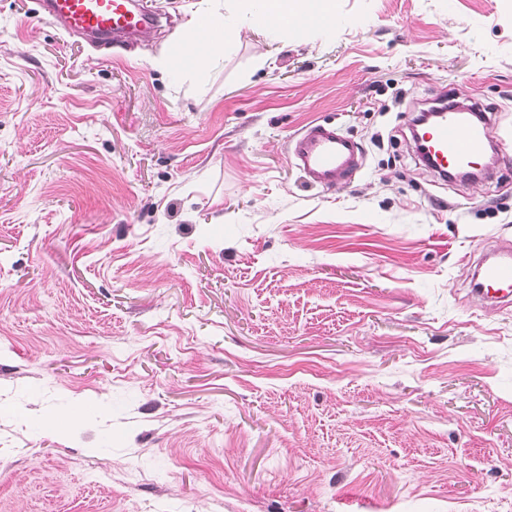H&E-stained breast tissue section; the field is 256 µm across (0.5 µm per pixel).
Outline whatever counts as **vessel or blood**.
Returning <instances> with one entry per match:
<instances>
[{
	"mask_svg": "<svg viewBox=\"0 0 512 512\" xmlns=\"http://www.w3.org/2000/svg\"><path fill=\"white\" fill-rule=\"evenodd\" d=\"M44 15L63 31L91 43L119 44L151 31L157 22L152 12L134 0H39ZM443 116L427 126L421 145L438 175L473 165L492 145L494 119L469 120L456 102L441 106ZM291 155L305 180L325 189L351 180L362 167L355 142L323 123L307 126L292 142ZM472 295L499 305L512 303V244L504 242L477 263Z\"/></svg>",
	"mask_w": 512,
	"mask_h": 512,
	"instance_id": "b4317fda",
	"label": "vessel or blood"
}]
</instances>
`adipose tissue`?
I'll return each mask as SVG.
<instances>
[{"label": "adipose tissue", "instance_id": "1", "mask_svg": "<svg viewBox=\"0 0 512 512\" xmlns=\"http://www.w3.org/2000/svg\"><path fill=\"white\" fill-rule=\"evenodd\" d=\"M332 4L333 0H251L250 16L253 23L262 25L274 39L287 29L308 23L328 27L335 19ZM202 42L210 46L205 57L196 54V47ZM226 42L223 22L204 13L197 14L181 42L184 61L179 65L169 64V72L181 73L205 66L209 57L223 54Z\"/></svg>", "mask_w": 512, "mask_h": 512}]
</instances>
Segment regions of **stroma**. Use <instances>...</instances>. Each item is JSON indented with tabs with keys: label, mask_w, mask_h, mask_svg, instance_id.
<instances>
[{
	"label": "stroma",
	"mask_w": 512,
	"mask_h": 512,
	"mask_svg": "<svg viewBox=\"0 0 512 512\" xmlns=\"http://www.w3.org/2000/svg\"><path fill=\"white\" fill-rule=\"evenodd\" d=\"M98 51L0 0V512H512V0H336L270 39L144 0ZM231 41L165 62L192 15ZM497 113L478 185L419 163L422 104ZM361 147L326 190L287 147ZM291 155L305 180L325 189L351 180L362 167V153L355 142L323 123L311 124L298 134ZM471 294L499 305L512 302V245L501 242L477 263L471 283Z\"/></svg>",
	"instance_id": "obj_1"
}]
</instances>
